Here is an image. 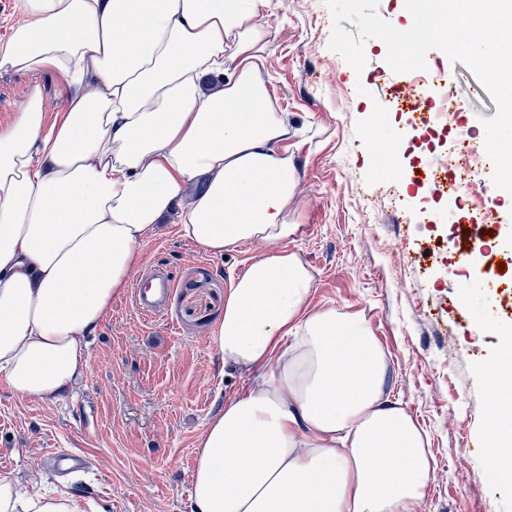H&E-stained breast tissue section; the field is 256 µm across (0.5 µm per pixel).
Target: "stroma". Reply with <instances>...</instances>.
I'll return each mask as SVG.
<instances>
[{
    "mask_svg": "<svg viewBox=\"0 0 512 512\" xmlns=\"http://www.w3.org/2000/svg\"><path fill=\"white\" fill-rule=\"evenodd\" d=\"M258 21L267 30L260 76L288 124L296 180L288 221L299 230L287 247L313 276L312 306L358 315L370 328L389 360L393 399L429 436L417 512H512V490L487 480L479 447L489 414L483 370L503 337L477 327L493 302L471 287L472 271L495 270L500 259L512 279V206L493 199L486 177L436 202L415 192L409 165L390 173L378 142L409 152L417 129L402 112L374 121L377 100L406 79L387 64L384 42L366 41L356 78L328 47L324 0H264ZM450 72L460 110L432 140L479 144L496 105L462 63ZM36 88L55 115L53 76L0 72L1 127ZM480 205L493 207L495 222L487 235L460 240L457 225ZM262 253L253 242L212 256L177 225H159L139 246L131 279L169 272L175 288L163 314L142 315L130 289L115 298L89 338L85 377L57 401L21 398L0 378V475L24 489H67L96 512H189L203 425L260 377L225 368L209 337L230 278ZM54 450L84 455L85 469L61 473L48 459Z\"/></svg>",
    "mask_w": 512,
    "mask_h": 512,
    "instance_id": "1",
    "label": "stroma"
}]
</instances>
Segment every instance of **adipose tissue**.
<instances>
[{
  "label": "adipose tissue",
  "mask_w": 512,
  "mask_h": 512,
  "mask_svg": "<svg viewBox=\"0 0 512 512\" xmlns=\"http://www.w3.org/2000/svg\"><path fill=\"white\" fill-rule=\"evenodd\" d=\"M262 4L19 0L0 71L56 75L62 106L48 119L33 90L0 127V376L40 401L83 377L88 336L168 218L213 256L261 241L210 341L262 376L205 423L190 512H417L431 455L389 397L387 355L359 316L310 308L312 276L286 247L295 177L259 77ZM484 382L487 465L512 489V359ZM0 512L85 506L0 476Z\"/></svg>",
  "instance_id": "obj_1"
}]
</instances>
